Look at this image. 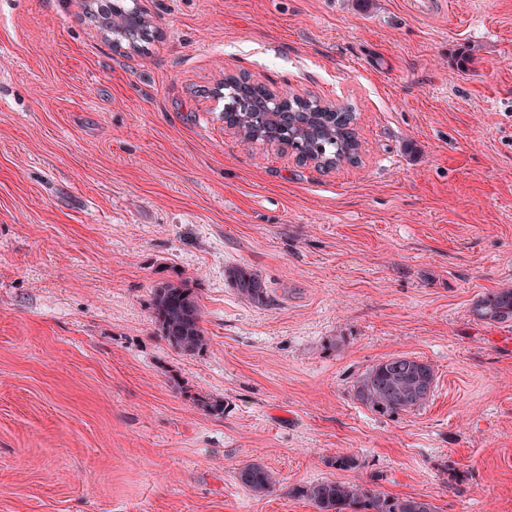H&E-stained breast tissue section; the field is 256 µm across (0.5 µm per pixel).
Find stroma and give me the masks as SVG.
Masks as SVG:
<instances>
[{
    "label": "stroma",
    "mask_w": 512,
    "mask_h": 512,
    "mask_svg": "<svg viewBox=\"0 0 512 512\" xmlns=\"http://www.w3.org/2000/svg\"><path fill=\"white\" fill-rule=\"evenodd\" d=\"M142 2L144 55L79 0H0V512H317L291 490L327 479L512 512V322L471 313L512 287V0ZM228 73L352 106L359 164L241 144ZM180 277L195 356L153 318ZM395 355L435 389L380 416L354 385ZM227 279L241 297L247 301L258 305H266L269 302L264 282L250 267L237 266L229 269ZM153 315L160 336L172 348L185 355L207 349L197 293L185 279L161 281L154 287ZM238 481L250 492L264 496L277 489L279 480L263 464L253 462L240 467L237 471Z\"/></svg>",
    "instance_id": "obj_1"
}]
</instances>
